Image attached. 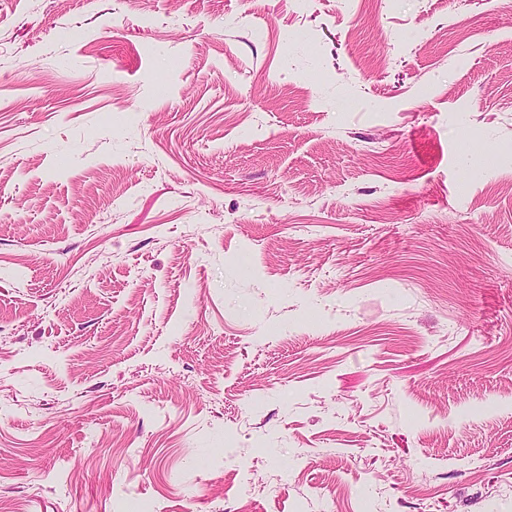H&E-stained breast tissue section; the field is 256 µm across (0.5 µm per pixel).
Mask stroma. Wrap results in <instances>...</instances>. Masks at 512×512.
<instances>
[{
    "label": "stroma",
    "instance_id": "obj_1",
    "mask_svg": "<svg viewBox=\"0 0 512 512\" xmlns=\"http://www.w3.org/2000/svg\"><path fill=\"white\" fill-rule=\"evenodd\" d=\"M0 512H512V0H0Z\"/></svg>",
    "mask_w": 512,
    "mask_h": 512
}]
</instances>
